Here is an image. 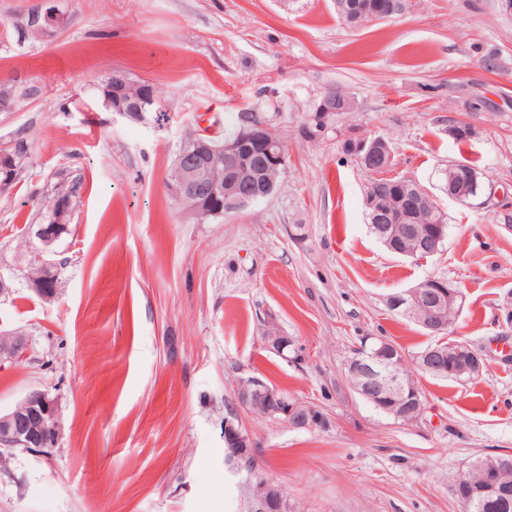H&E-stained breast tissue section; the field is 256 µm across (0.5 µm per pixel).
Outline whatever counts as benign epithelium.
<instances>
[{"instance_id":"obj_1","label":"benign epithelium","mask_w":512,"mask_h":512,"mask_svg":"<svg viewBox=\"0 0 512 512\" xmlns=\"http://www.w3.org/2000/svg\"><path fill=\"white\" fill-rule=\"evenodd\" d=\"M44 8L30 16L28 27L31 31L45 36L53 35L62 18L54 0H43ZM136 83L123 75L114 74L106 82V89L112 94V111L122 112L139 118L151 111L156 102L154 95H135L131 87ZM143 86V83L136 84ZM317 131L308 135L313 140L322 136L332 122L336 107L332 96L322 99L316 108ZM349 147L359 164L379 176V169L387 156L392 154L389 144L382 138H347ZM173 178L168 191L175 198L183 213L202 223L210 217H222L227 213L240 211L251 204L270 197L285 173L284 148L271 131L256 120H244L230 136L217 141L200 133L185 139L173 162ZM208 194L210 203L202 205L199 192ZM77 191L69 188L55 198L52 210L53 223L38 224L34 237L38 240L40 265L30 276L29 284L39 297L51 301L57 294V263L51 259L55 254L54 245L61 231L69 223L72 212V198ZM430 191L420 187L415 200L400 198L390 209L382 207L377 197L365 195V208L373 222L379 224L378 236L384 246L393 253H399L398 242L411 236L419 241L420 257L434 256L443 251L448 234L442 224H406L404 212L413 217L442 212L439 204L425 207ZM411 300L418 302L423 323L436 334L446 326L444 313L459 306L461 292L451 283L434 278L427 279L421 289L409 292ZM267 348L278 354L294 348V340L275 323H268L264 334ZM28 347L26 335L20 331H0V362L23 357ZM422 364L436 372L444 370L457 376L478 375L483 368V357L470 352L469 364L460 369L450 364H441L438 353L428 351L423 355ZM402 360L397 358L392 347L386 342L376 346L364 358L355 360L352 368L365 378L360 394L377 409L406 418L414 413V405L420 396L416 385L401 373ZM240 407L247 410L261 409L273 419L281 420L294 429H325L329 426L321 411L284 396L280 389L266 380L250 376L241 380L237 389ZM62 416L55 397L46 390L33 389L13 408L0 411V464L6 460L5 453L15 449L42 452L53 447L62 433ZM224 461L228 470L238 473L241 459L252 440L238 415L224 417ZM479 488L463 485L455 492L456 498L465 506L478 509L483 493L494 490L506 496L508 490L499 484L498 471L480 467ZM262 503L264 512H285L286 501L277 485L266 481L263 486Z\"/></svg>"}]
</instances>
